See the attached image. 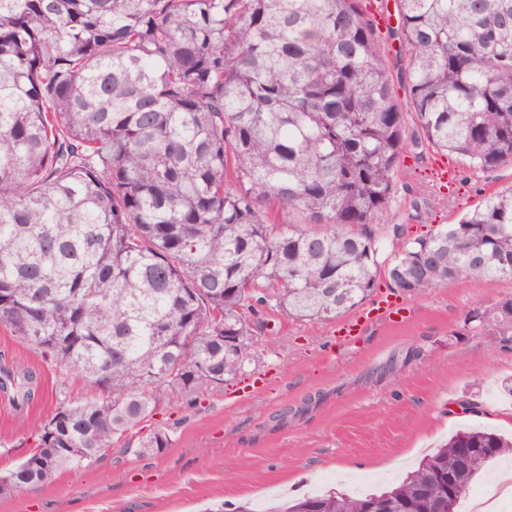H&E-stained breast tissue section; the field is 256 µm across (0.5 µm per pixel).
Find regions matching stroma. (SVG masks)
Returning <instances> with one entry per match:
<instances>
[{"instance_id": "stroma-1", "label": "stroma", "mask_w": 512, "mask_h": 512, "mask_svg": "<svg viewBox=\"0 0 512 512\" xmlns=\"http://www.w3.org/2000/svg\"><path fill=\"white\" fill-rule=\"evenodd\" d=\"M440 158L425 147L403 156L394 197L371 224L380 260L512 186V164L484 174L462 169L454 184L444 183ZM507 296L510 278L400 294L402 323L370 324L346 346L336 342L337 321L269 316L258 357L240 380L194 405L163 397L159 418L173 431L171 448L113 447L92 469L0 494V512H275L308 492H354L361 475L369 478L364 492L387 489L457 429L512 435V425L494 419L512 413L501 389L512 377V342L490 343L464 324L471 307ZM1 369L27 380L21 391L0 387L4 474L33 452L34 430L59 402L96 390L0 327ZM466 401L477 410L449 416V405Z\"/></svg>"}]
</instances>
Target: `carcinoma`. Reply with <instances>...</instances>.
<instances>
[{
    "label": "carcinoma",
    "mask_w": 512,
    "mask_h": 512,
    "mask_svg": "<svg viewBox=\"0 0 512 512\" xmlns=\"http://www.w3.org/2000/svg\"><path fill=\"white\" fill-rule=\"evenodd\" d=\"M362 2L0 0V327L99 390L37 429L15 490L170 447L160 394L240 379L266 311L333 320L381 271L407 296L512 277V186L386 264L370 227L411 144L512 162V0H396L411 141ZM465 320L512 338V296ZM510 453L459 430L386 491L283 512H456L440 478Z\"/></svg>",
    "instance_id": "obj_1"
}]
</instances>
